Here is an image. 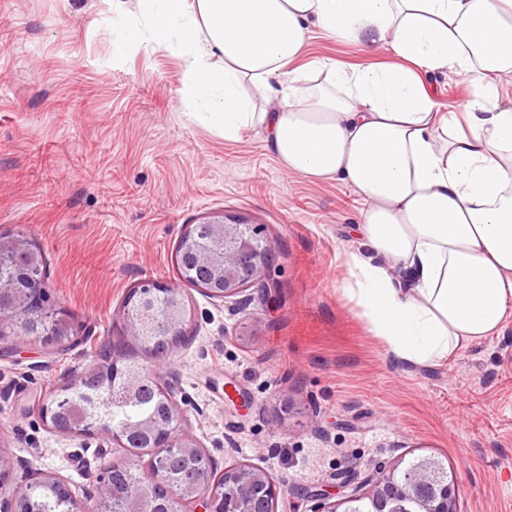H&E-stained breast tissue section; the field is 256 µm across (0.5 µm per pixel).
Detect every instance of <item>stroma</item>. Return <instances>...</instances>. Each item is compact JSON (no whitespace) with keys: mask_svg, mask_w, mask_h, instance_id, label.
<instances>
[{"mask_svg":"<svg viewBox=\"0 0 512 512\" xmlns=\"http://www.w3.org/2000/svg\"><path fill=\"white\" fill-rule=\"evenodd\" d=\"M140 28L137 0H0V233L39 247L79 335L66 351L0 350V501L30 470L85 498L104 467L148 465L147 451L53 429L37 402L111 350L129 291L155 281L192 315L188 340L145 362L171 390L180 432L216 468L266 472L277 512H306L314 489L366 495L371 460L420 456L443 461L461 512H512V320L447 361H396L346 293L362 198L286 171L262 129L231 141L205 124L179 99L178 56ZM320 58L374 62L315 30L301 60ZM422 78L445 113L478 89L462 75ZM214 218L269 241L264 293L219 301L179 278L183 231ZM345 469L356 477L340 489Z\"/></svg>","mask_w":512,"mask_h":512,"instance_id":"obj_1","label":"stroma"}]
</instances>
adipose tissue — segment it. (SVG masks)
<instances>
[{"label": "adipose tissue", "mask_w": 512, "mask_h": 512, "mask_svg": "<svg viewBox=\"0 0 512 512\" xmlns=\"http://www.w3.org/2000/svg\"><path fill=\"white\" fill-rule=\"evenodd\" d=\"M139 2L150 42L183 62L184 104L228 140L264 127L285 170L365 200L347 294L397 361L499 335L512 319V104L498 94L512 79V0ZM313 28L391 61L299 67ZM434 71L481 91L441 113L421 78Z\"/></svg>", "instance_id": "obj_1"}]
</instances>
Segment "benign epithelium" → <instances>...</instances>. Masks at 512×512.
<instances>
[{
  "label": "benign epithelium",
  "mask_w": 512,
  "mask_h": 512,
  "mask_svg": "<svg viewBox=\"0 0 512 512\" xmlns=\"http://www.w3.org/2000/svg\"><path fill=\"white\" fill-rule=\"evenodd\" d=\"M208 225L211 239L207 243H195L193 260L196 265L207 268L221 261L224 283L218 288L209 280H196L194 285L205 290L211 298L222 301L240 294L247 287L268 288L265 273L274 260V251L258 230L250 224H227L222 220L210 221ZM15 252L31 256L35 253V245L23 236H0V256ZM5 288L12 291L13 296L7 303L0 301V340L6 336L16 339L23 335L21 323L29 312L27 301L30 293H37L41 305L49 303L44 280L29 283L22 277L18 281L13 279L6 282L0 278V289ZM190 320L191 314L185 308H180L163 330V335L167 336L165 347L158 349L141 342L138 323L126 316L120 339L136 343L144 354L156 358L171 352L187 336L186 326ZM156 428L155 422L142 421L118 435L102 418L97 425L86 427L81 433L93 435L101 432L125 446L133 436L152 432ZM166 448H177L188 455L201 452L195 440L183 434L172 441L168 439L153 445L151 452L156 455ZM115 469V464L103 469L92 500L78 498L72 493L67 480L60 476L31 471L26 482L15 490L11 498L12 507L4 512H20V502L27 492L45 484L59 488L64 503L63 512H97V506L108 504L112 498L110 474ZM369 470L365 482L373 484L370 494L346 500L347 507L343 512H395L396 507L404 502L413 504L414 512H460L455 482L448 478V471L433 458L424 456L417 459L413 467L402 470L386 461L374 459ZM224 486L259 504L256 512H276L279 491L267 473L246 465L229 466L224 468ZM134 498L137 512H160L155 504L156 497L149 490L143 487L135 489ZM308 498L310 505L307 512H338L336 505L330 503V494L323 489L309 492ZM173 501L172 512H219L215 490L207 485L189 484L173 494Z\"/></svg>",
  "instance_id": "obj_1"
}]
</instances>
